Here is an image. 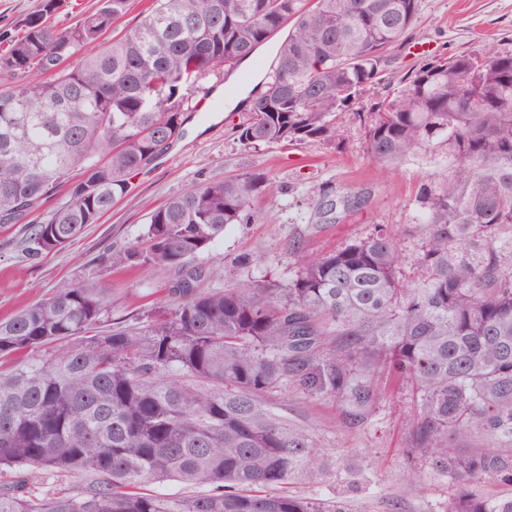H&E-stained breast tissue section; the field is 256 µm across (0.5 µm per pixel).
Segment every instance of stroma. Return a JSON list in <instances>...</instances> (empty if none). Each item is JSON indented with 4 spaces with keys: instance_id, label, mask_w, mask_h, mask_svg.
Segmentation results:
<instances>
[{
    "instance_id": "obj_1",
    "label": "stroma",
    "mask_w": 512,
    "mask_h": 512,
    "mask_svg": "<svg viewBox=\"0 0 512 512\" xmlns=\"http://www.w3.org/2000/svg\"><path fill=\"white\" fill-rule=\"evenodd\" d=\"M512 52V0H420L411 34L388 53L380 84L360 93L352 110L336 116L343 141L302 145L245 147L232 128L243 121L242 101L256 75L251 66L238 68L230 79L208 75L188 92L192 107L185 132L146 169L133 174L128 190L99 223L66 248L37 259L22 250V226L0 227V318L41 298L60 282L79 279L89 263L112 246L135 242L149 214L173 195L209 180L243 173L264 174L266 182L254 202L250 224H231L199 261L215 286L250 277L284 285L297 269L286 252L296 241L311 253L344 247L383 227L397 239L407 257H414L421 233L414 224L413 199L429 165L413 161L384 176L367 149V130L359 113L397 95L412 70L432 57ZM336 202L334 218L320 220L319 210ZM265 255L264 265L243 268L238 259ZM112 287V316L144 312L165 296V281L144 269L106 272ZM280 411L318 435L337 457L349 459L367 479L349 488L327 480L298 484L294 494L334 495L345 499L349 512H390L401 501L403 512H438L450 491L445 477L421 473L405 452L401 424L412 410L407 389L391 386L370 424L346 425L335 400L288 387L274 395Z\"/></svg>"
}]
</instances>
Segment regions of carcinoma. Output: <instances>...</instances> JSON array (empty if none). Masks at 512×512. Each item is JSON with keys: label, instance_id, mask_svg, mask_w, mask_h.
Segmentation results:
<instances>
[{"label": "carcinoma", "instance_id": "obj_1", "mask_svg": "<svg viewBox=\"0 0 512 512\" xmlns=\"http://www.w3.org/2000/svg\"><path fill=\"white\" fill-rule=\"evenodd\" d=\"M41 0L0 53V224L25 222L30 257L64 249L175 142L183 91L229 77L282 30L262 89L235 127L245 145L340 138L336 113L383 79V52L411 31L419 0H152L103 36L130 0H100L71 26ZM368 150L389 174L428 156L414 197L423 242L414 280L379 229L321 255L288 244V286L204 287L199 256L229 224H250L265 176L202 183L152 211L114 247L0 320V512H347L296 496V482L354 477L273 406L296 385L336 399L344 422L371 421L381 380L411 388L407 453L448 478L439 512H512V53L435 57L367 113ZM68 200L41 209L61 188ZM146 267L166 299L112 321L104 272ZM51 347L46 357L40 351ZM475 434L485 447L464 448ZM85 475L71 490L36 480ZM150 479L206 490L164 497ZM151 0H131V5L124 17L119 19L114 26H112V33L109 38H113L131 26H134L140 22L142 19L144 12L150 6Z\"/></svg>", "mask_w": 512, "mask_h": 512}]
</instances>
